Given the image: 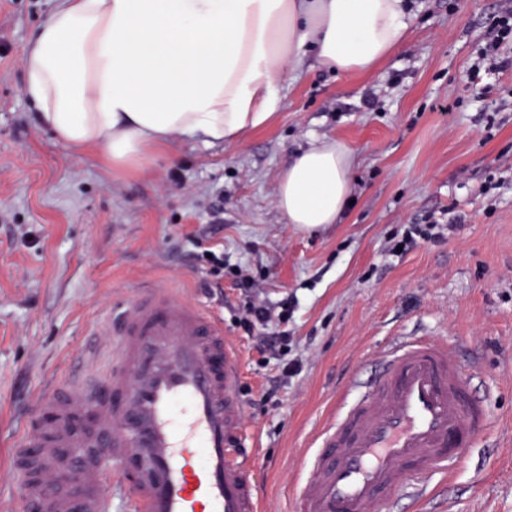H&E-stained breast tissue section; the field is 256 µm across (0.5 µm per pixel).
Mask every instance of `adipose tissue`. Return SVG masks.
I'll return each instance as SVG.
<instances>
[{
    "label": "adipose tissue",
    "mask_w": 512,
    "mask_h": 512,
    "mask_svg": "<svg viewBox=\"0 0 512 512\" xmlns=\"http://www.w3.org/2000/svg\"><path fill=\"white\" fill-rule=\"evenodd\" d=\"M408 18L404 0H56L27 48L25 92L62 146L133 174L173 141L232 144L267 126L308 59L372 72ZM352 167L334 140L294 156L278 183L286 222L335 223Z\"/></svg>",
    "instance_id": "obj_1"
}]
</instances>
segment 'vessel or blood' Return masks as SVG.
Wrapping results in <instances>:
<instances>
[{
    "mask_svg": "<svg viewBox=\"0 0 512 512\" xmlns=\"http://www.w3.org/2000/svg\"><path fill=\"white\" fill-rule=\"evenodd\" d=\"M357 400L324 428L294 512H380L453 470L488 418L448 341L410 338L377 359ZM238 347L224 321L170 286L142 285L118 311L97 388H53L13 466L23 507L53 512H259L245 445Z\"/></svg>",
    "mask_w": 512,
    "mask_h": 512,
    "instance_id": "1",
    "label": "vessel or blood"
}]
</instances>
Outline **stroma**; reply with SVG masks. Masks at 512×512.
<instances>
[{
  "mask_svg": "<svg viewBox=\"0 0 512 512\" xmlns=\"http://www.w3.org/2000/svg\"><path fill=\"white\" fill-rule=\"evenodd\" d=\"M511 1L409 0L406 42L372 73L309 62L287 75L267 127L224 146L179 140L148 171L116 177L39 127L24 94L25 51L53 0H0V512H17L11 452L40 394L102 373L112 308L169 279L239 344L264 512H290L337 402L403 336L454 343L461 367L479 369L473 396L490 418L449 478L391 512H512V68L470 75ZM315 137L352 149L353 203L306 232L286 223L277 181ZM430 215L456 232L386 253ZM201 232L267 298L298 299L288 330L302 370L271 402L277 366L236 328V290L202 286L189 241Z\"/></svg>",
  "mask_w": 512,
  "mask_h": 512,
  "instance_id": "35a3bbf8",
  "label": "stroma"
}]
</instances>
